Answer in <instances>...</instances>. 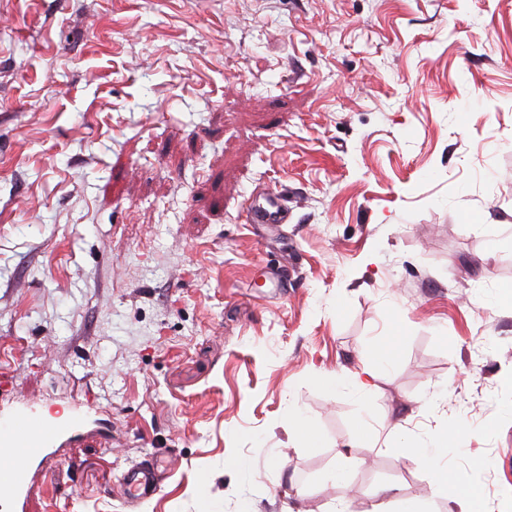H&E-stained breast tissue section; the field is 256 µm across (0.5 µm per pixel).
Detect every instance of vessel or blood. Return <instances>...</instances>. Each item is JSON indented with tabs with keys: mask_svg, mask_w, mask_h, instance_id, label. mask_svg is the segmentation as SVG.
Listing matches in <instances>:
<instances>
[{
	"mask_svg": "<svg viewBox=\"0 0 512 512\" xmlns=\"http://www.w3.org/2000/svg\"><path fill=\"white\" fill-rule=\"evenodd\" d=\"M287 210L282 196L263 191L250 198L247 220L252 224H280ZM89 420V411L77 407L69 420L50 424L31 404L9 417H0V497L10 499L14 512H25L35 463L72 455L71 443ZM153 477L154 469L149 465L128 470L124 476L128 495L137 498L150 492Z\"/></svg>",
	"mask_w": 512,
	"mask_h": 512,
	"instance_id": "vessel-or-blood-1",
	"label": "vessel or blood"
}]
</instances>
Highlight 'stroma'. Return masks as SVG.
<instances>
[{
    "instance_id": "1",
    "label": "stroma",
    "mask_w": 512,
    "mask_h": 512,
    "mask_svg": "<svg viewBox=\"0 0 512 512\" xmlns=\"http://www.w3.org/2000/svg\"><path fill=\"white\" fill-rule=\"evenodd\" d=\"M510 286L512 0H0V414L99 427L28 512H501ZM460 415L444 495L403 442ZM286 202L275 192H258L249 199L247 220L250 224H282L288 211ZM374 362L365 365L360 372H342L333 375L328 385L333 391L355 390L365 392L370 387V379L375 377L376 368H385L389 364V356L385 347L373 352ZM154 465L132 468L124 475L127 493L132 498H138L153 489Z\"/></svg>"
}]
</instances>
